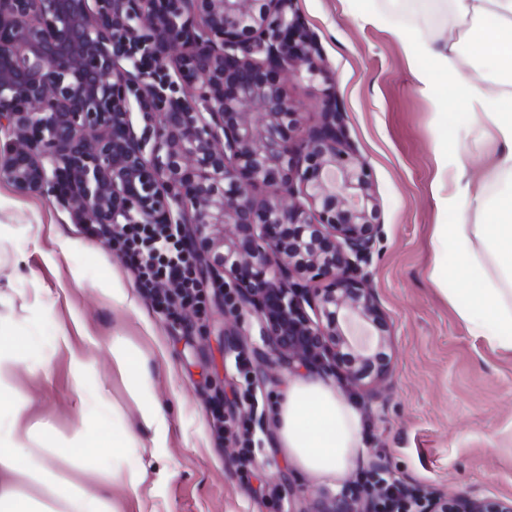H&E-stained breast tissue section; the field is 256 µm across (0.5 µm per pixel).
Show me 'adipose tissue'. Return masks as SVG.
<instances>
[{
	"mask_svg": "<svg viewBox=\"0 0 512 512\" xmlns=\"http://www.w3.org/2000/svg\"><path fill=\"white\" fill-rule=\"evenodd\" d=\"M407 14L390 32L423 88L450 90L455 106L472 123L435 149L433 198L440 214L456 223L435 225V266L430 278L470 335L494 349L512 352V0H396ZM478 45L477 56L467 52ZM492 146L488 177L472 184L467 162ZM112 358L127 377L141 425L163 434L167 418L147 393L149 370L122 341ZM46 369L48 358L29 336L0 317V412L21 414L22 401L8 392L6 377L17 362ZM278 446L299 470L318 483L340 486L365 452V423L357 403L336 384L316 376L290 378L275 410ZM132 432H88L69 449L75 467L90 468L112 451L113 478L137 485L141 467L130 459ZM39 485L41 495L20 489ZM0 512H115L103 496L54 476L45 446L21 445L0 427Z\"/></svg>",
	"mask_w": 512,
	"mask_h": 512,
	"instance_id": "adipose-tissue-1",
	"label": "adipose tissue"
}]
</instances>
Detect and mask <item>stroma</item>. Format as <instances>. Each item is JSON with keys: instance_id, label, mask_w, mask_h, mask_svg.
I'll use <instances>...</instances> for the list:
<instances>
[{"instance_id": "obj_1", "label": "stroma", "mask_w": 512, "mask_h": 512, "mask_svg": "<svg viewBox=\"0 0 512 512\" xmlns=\"http://www.w3.org/2000/svg\"><path fill=\"white\" fill-rule=\"evenodd\" d=\"M292 10L317 38L318 64L338 83L349 138L371 171V194L380 232L363 272L390 331L380 347L389 361L379 383L337 384L353 396L365 422L359 473L387 464L424 496L512 500V352L490 349L470 336L430 279L435 259L432 199L434 146L445 133L468 126L466 111L448 108L440 128L433 94L421 92L411 65L389 32L397 18L358 24L349 0H292ZM302 114L297 138L322 120L320 83L293 77L284 84ZM70 240L60 250L59 240ZM118 278L130 302L120 305L102 289ZM0 314L50 353L47 371L16 366L6 380L25 401L11 425L20 440L47 435L54 446L73 447L90 429L129 430L133 457L145 468L132 488L112 479V458L76 468L51 456L53 473L113 503L118 512H275L257 498L258 484L277 488L288 512H351L350 489L315 483L277 446L271 410L294 369L272 363L253 314L232 323L220 296L205 317H173L143 298L119 248L77 223L49 191L17 193L0 181ZM67 336L68 347L53 338ZM123 339L147 359L151 392L163 406L168 432L154 443L141 429L112 361V342ZM246 350L259 396L249 413L233 391L234 356ZM85 367L75 373L73 358ZM224 400V413L249 421L261 440L254 478L235 471L234 447L210 445L207 395ZM170 477L159 480L160 470Z\"/></svg>"}]
</instances>
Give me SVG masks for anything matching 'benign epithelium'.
Segmentation results:
<instances>
[{
  "mask_svg": "<svg viewBox=\"0 0 512 512\" xmlns=\"http://www.w3.org/2000/svg\"><path fill=\"white\" fill-rule=\"evenodd\" d=\"M290 7L0 0V180L20 193L50 187L85 224L183 225L195 261L237 289L228 316L256 315L278 361L376 381L386 358L351 330L357 319L389 330L361 274L379 232L370 170L348 140L336 78ZM170 58L182 97L153 82ZM303 72L323 85L322 122L298 142L282 79ZM132 96L154 121L149 137L134 130ZM455 512L512 502L463 500Z\"/></svg>",
  "mask_w": 512,
  "mask_h": 512,
  "instance_id": "obj_1",
  "label": "benign epithelium"
}]
</instances>
